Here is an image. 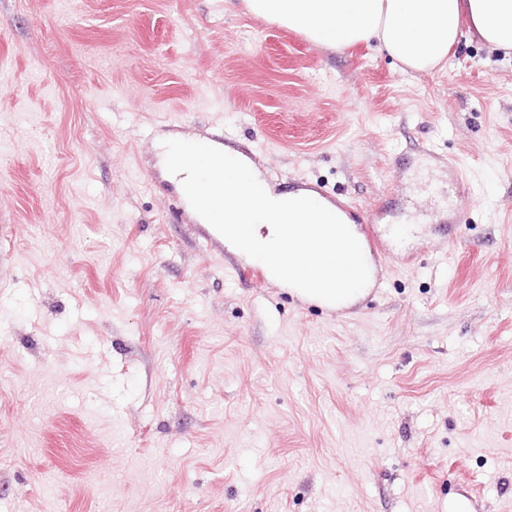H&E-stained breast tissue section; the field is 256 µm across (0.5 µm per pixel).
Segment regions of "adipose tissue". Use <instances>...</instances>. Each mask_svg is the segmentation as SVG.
I'll return each mask as SVG.
<instances>
[{"mask_svg":"<svg viewBox=\"0 0 512 512\" xmlns=\"http://www.w3.org/2000/svg\"><path fill=\"white\" fill-rule=\"evenodd\" d=\"M246 11L343 50L377 42L404 69L444 63L474 34L494 51L512 53V0H242Z\"/></svg>","mask_w":512,"mask_h":512,"instance_id":"ef3b65f1","label":"adipose tissue"}]
</instances>
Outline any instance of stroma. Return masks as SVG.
I'll use <instances>...</instances> for the list:
<instances>
[{"label": "stroma", "instance_id": "obj_1", "mask_svg": "<svg viewBox=\"0 0 512 512\" xmlns=\"http://www.w3.org/2000/svg\"><path fill=\"white\" fill-rule=\"evenodd\" d=\"M207 134L376 218L364 298L175 220L157 145ZM510 168L474 35L404 72L241 0H0V512H512Z\"/></svg>", "mask_w": 512, "mask_h": 512}]
</instances>
